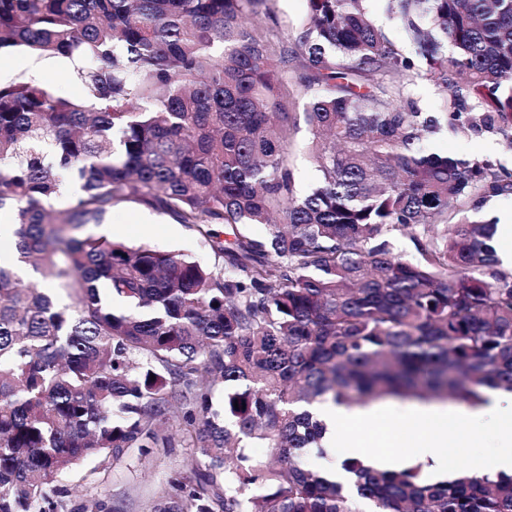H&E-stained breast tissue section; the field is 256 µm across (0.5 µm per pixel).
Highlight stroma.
Here are the masks:
<instances>
[{
	"instance_id": "1",
	"label": "stroma",
	"mask_w": 512,
	"mask_h": 512,
	"mask_svg": "<svg viewBox=\"0 0 512 512\" xmlns=\"http://www.w3.org/2000/svg\"><path fill=\"white\" fill-rule=\"evenodd\" d=\"M83 65L80 59L38 57L23 50L5 49L0 51V82L29 81L58 95L79 98L84 86L76 71ZM427 144L431 151L443 155L488 158L512 167V151L495 134L464 136L443 131L429 137ZM97 232L129 245L147 243L185 253L212 267L224 265L223 258L209 249L193 226L134 203L114 206L107 223ZM200 465L199 453L184 442L148 452L134 448L117 462L91 458L72 466L59 479L60 500L64 512H90L100 502L105 503L108 512H153L170 480L189 474Z\"/></svg>"
}]
</instances>
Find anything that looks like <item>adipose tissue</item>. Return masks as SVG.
<instances>
[{"label": "adipose tissue", "instance_id": "ef3b65f1", "mask_svg": "<svg viewBox=\"0 0 512 512\" xmlns=\"http://www.w3.org/2000/svg\"><path fill=\"white\" fill-rule=\"evenodd\" d=\"M320 415L327 426L323 445L327 449L344 446L348 455H361L362 449L348 441L345 423L376 424L390 415L407 426L404 449L400 452L372 456L373 466L400 470L419 465L423 476L432 482L448 475V451L458 444L487 439L490 452L472 460L471 472L478 474H512V394L491 392L482 407L449 411L446 405L412 401L398 406L372 404L347 408L333 403L322 404Z\"/></svg>", "mask_w": 512, "mask_h": 512}]
</instances>
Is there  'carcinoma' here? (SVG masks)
<instances>
[{
  "label": "carcinoma",
  "instance_id": "carcinoma-1",
  "mask_svg": "<svg viewBox=\"0 0 512 512\" xmlns=\"http://www.w3.org/2000/svg\"><path fill=\"white\" fill-rule=\"evenodd\" d=\"M268 2L0 0V50L93 61L80 99L0 84V512H59L69 467L183 438L204 469L154 512H512V475L345 458L348 492L306 460L328 457L318 402L512 393V267L496 221L466 214L512 195V168L423 145L445 129L512 150V0H383L413 52L371 0H308L290 41L267 35ZM121 202L196 227L224 268L89 231ZM371 12L376 22L383 27L387 36L396 43L400 48L410 50L408 43L405 40L404 32L401 26L395 21L390 19L380 8L376 1L371 2ZM413 93L422 111L441 112L442 92L434 82L425 77L417 80L413 87ZM293 162L296 169V178L303 188L317 180L318 172L301 144L293 149Z\"/></svg>",
  "mask_w": 512,
  "mask_h": 512
}]
</instances>
